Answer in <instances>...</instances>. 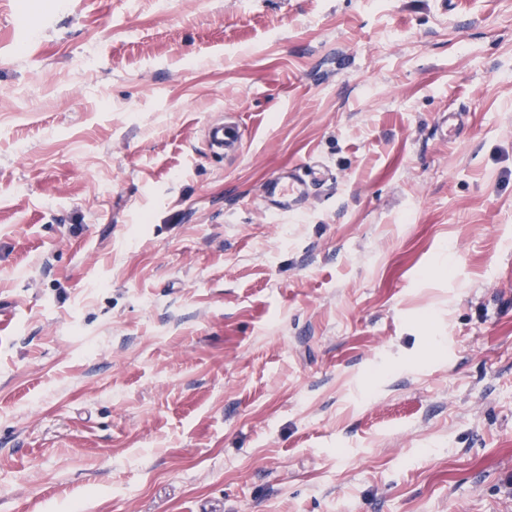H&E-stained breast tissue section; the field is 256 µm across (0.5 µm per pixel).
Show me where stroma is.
<instances>
[{
    "label": "stroma",
    "instance_id": "stroma-1",
    "mask_svg": "<svg viewBox=\"0 0 512 512\" xmlns=\"http://www.w3.org/2000/svg\"><path fill=\"white\" fill-rule=\"evenodd\" d=\"M0 310V512H512V0H0ZM205 142L207 147L215 153L235 154L242 143V136L238 126L224 122H208L205 126ZM314 168L305 165L288 172V181L282 173H275L265 183L263 202L267 210L278 213H293L299 209L309 185L318 179Z\"/></svg>",
    "mask_w": 512,
    "mask_h": 512
}]
</instances>
